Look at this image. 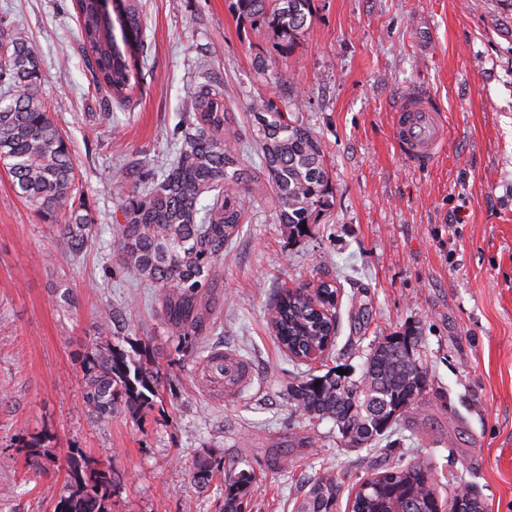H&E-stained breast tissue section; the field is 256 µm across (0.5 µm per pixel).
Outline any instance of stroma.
<instances>
[{"label":"stroma","instance_id":"1","mask_svg":"<svg viewBox=\"0 0 512 512\" xmlns=\"http://www.w3.org/2000/svg\"><path fill=\"white\" fill-rule=\"evenodd\" d=\"M148 49L130 105L107 103L83 62L73 0H0L33 46L39 95L70 142L94 224L72 266L66 240L15 193L0 167V512H53L70 491L74 451L112 476L111 512H219L200 491L197 456L237 457L256 472L252 512H292L307 478L331 470L352 494L390 461L347 448L333 421L294 412L312 373L359 378L374 341L418 330L430 387L401 420L395 453L427 463L439 489L469 486L487 512H512V0H314L285 52L235 0H139ZM224 91L240 144L255 152L249 107L297 115L325 151L328 204L298 235L279 224L269 188L224 249L199 303L206 331L177 347L160 289L125 277L112 220L146 170L171 159L198 86ZM420 87L446 111V146L427 168L392 130L401 95ZM337 288L339 332L323 362H292L269 326L279 291ZM125 315L129 341L160 368L142 418L96 420L83 365L96 322ZM236 354L253 378L234 396L202 389V358ZM47 448L42 469L21 447ZM287 471H280V464Z\"/></svg>","mask_w":512,"mask_h":512}]
</instances>
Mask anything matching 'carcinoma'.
I'll list each match as a JSON object with an SVG mask.
<instances>
[{"label":"carcinoma","instance_id":"1","mask_svg":"<svg viewBox=\"0 0 512 512\" xmlns=\"http://www.w3.org/2000/svg\"><path fill=\"white\" fill-rule=\"evenodd\" d=\"M124 28L117 36L99 15L96 0H75L85 66L97 90L112 102H131L144 79L130 65L145 56L143 21L136 0H122ZM240 15L271 27L291 51L313 16V0H236ZM0 164L19 197L73 249L62 260L72 263L76 247L86 244L89 209L79 185L69 141L39 95L41 70L28 41L0 21ZM191 117L172 163L152 174L118 204L113 235L120 246V264L140 283L162 288L161 307L180 343L201 335L199 293L212 287L224 244L238 229L251 200L249 159L235 145L239 133L224 109L223 90L203 86L188 98ZM251 136L260 149L261 168L275 188L279 223L302 232L303 223L328 204L329 179L322 143L295 113L274 101L252 102ZM209 199L205 206L203 199ZM337 289L322 282L314 299L286 292L274 303L273 332L291 360L321 346L330 336L327 314L336 308ZM98 341L84 363V401L98 420L119 409L135 416L154 407L159 376L147 351L135 358L115 343L120 333L108 321L95 324ZM417 337L396 334L370 344L359 378L327 373L306 375L294 390V410L308 420H332L348 448H367L396 433V426L429 388L419 357ZM192 480L208 490L223 475V512H250L247 489L256 474L208 457L195 459ZM71 491L53 512H108L112 478L93 459L68 472ZM296 512H338L340 484L331 474L308 481ZM440 494L427 466L395 462L364 479L351 498V512H389L395 502L412 512H432Z\"/></svg>","mask_w":512,"mask_h":512}]
</instances>
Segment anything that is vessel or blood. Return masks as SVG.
Listing matches in <instances>:
<instances>
[{"label": "vessel or blood", "mask_w": 512, "mask_h": 512, "mask_svg": "<svg viewBox=\"0 0 512 512\" xmlns=\"http://www.w3.org/2000/svg\"><path fill=\"white\" fill-rule=\"evenodd\" d=\"M395 138L402 154L413 164L426 166L441 153L447 138L445 115L435 97L422 89H411L395 109ZM216 381L232 394L251 379V368L239 357H222L212 369Z\"/></svg>", "instance_id": "obj_1"}]
</instances>
